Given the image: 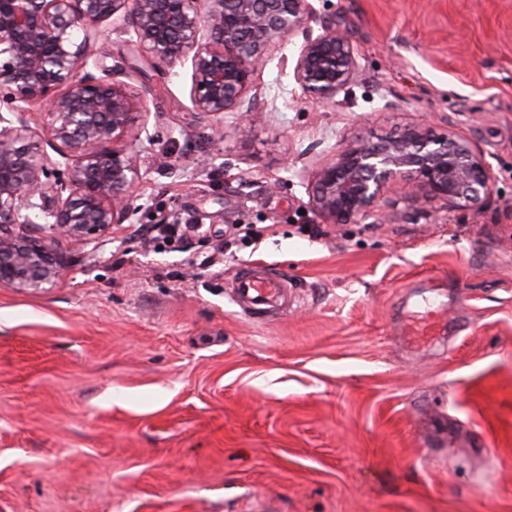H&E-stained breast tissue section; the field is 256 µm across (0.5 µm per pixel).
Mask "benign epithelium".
Segmentation results:
<instances>
[{
    "mask_svg": "<svg viewBox=\"0 0 512 512\" xmlns=\"http://www.w3.org/2000/svg\"><path fill=\"white\" fill-rule=\"evenodd\" d=\"M314 16L312 0H0V108L13 115L0 113V283H55L59 240L103 237L140 211L132 189L144 173L130 136L147 109L122 66L109 79L88 71L101 66V28L129 36L155 64H190L192 107L219 136L254 73L293 35L303 37L293 75L308 98L331 104L354 80L352 44L332 26L313 33ZM37 106L54 158L25 144ZM491 178L467 141L413 126L337 151L316 171L309 206L350 224L379 216L390 185L411 203L475 210Z\"/></svg>",
    "mask_w": 512,
    "mask_h": 512,
    "instance_id": "1",
    "label": "benign epithelium"
}]
</instances>
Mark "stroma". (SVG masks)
I'll use <instances>...</instances> for the list:
<instances>
[{"instance_id": "obj_1", "label": "stroma", "mask_w": 512, "mask_h": 512, "mask_svg": "<svg viewBox=\"0 0 512 512\" xmlns=\"http://www.w3.org/2000/svg\"><path fill=\"white\" fill-rule=\"evenodd\" d=\"M313 5L351 41L354 81L309 101L285 43L254 76L246 137L229 116L214 138L189 65L102 33L145 93L138 221L204 235L153 250L121 224L64 241L54 285L0 284V512H512V0ZM409 126L481 153L479 210L394 193L385 224L308 210L334 151ZM257 261L294 289L265 322L230 294ZM423 298L447 332L411 351Z\"/></svg>"}]
</instances>
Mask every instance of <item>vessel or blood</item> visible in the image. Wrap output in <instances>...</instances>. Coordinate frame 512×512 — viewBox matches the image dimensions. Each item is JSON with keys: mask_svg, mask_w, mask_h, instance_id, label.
I'll use <instances>...</instances> for the list:
<instances>
[{"mask_svg": "<svg viewBox=\"0 0 512 512\" xmlns=\"http://www.w3.org/2000/svg\"><path fill=\"white\" fill-rule=\"evenodd\" d=\"M235 301L254 320L263 321L277 314L288 302L286 275L261 264L240 268L231 281Z\"/></svg>", "mask_w": 512, "mask_h": 512, "instance_id": "1", "label": "vessel or blood"}]
</instances>
